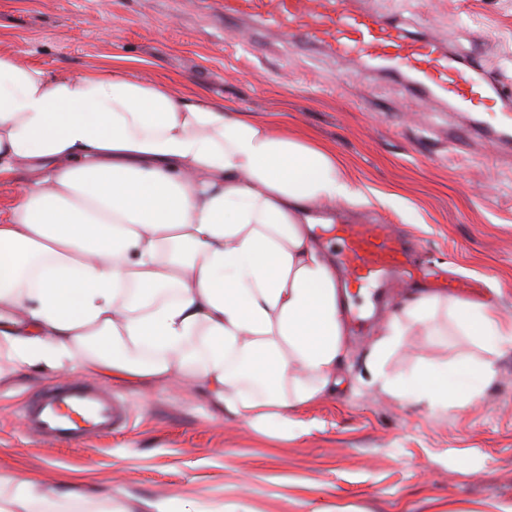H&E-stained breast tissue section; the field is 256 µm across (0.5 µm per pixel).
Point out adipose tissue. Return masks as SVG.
<instances>
[{
    "label": "adipose tissue",
    "instance_id": "obj_1",
    "mask_svg": "<svg viewBox=\"0 0 512 512\" xmlns=\"http://www.w3.org/2000/svg\"><path fill=\"white\" fill-rule=\"evenodd\" d=\"M21 171L0 215V381L39 364L124 387L189 378L215 411L285 431L334 391L342 295L309 227L360 191L329 148L116 64L52 76L0 53V177ZM441 308L487 359L383 383L433 408L472 402L512 349V318L422 296L374 357ZM89 498L0 471V512Z\"/></svg>",
    "mask_w": 512,
    "mask_h": 512
}]
</instances>
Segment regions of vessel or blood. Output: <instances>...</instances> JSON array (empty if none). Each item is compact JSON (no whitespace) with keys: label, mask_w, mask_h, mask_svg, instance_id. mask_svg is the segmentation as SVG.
<instances>
[{"label":"vessel or blood","mask_w":512,"mask_h":512,"mask_svg":"<svg viewBox=\"0 0 512 512\" xmlns=\"http://www.w3.org/2000/svg\"><path fill=\"white\" fill-rule=\"evenodd\" d=\"M225 19L260 24L283 39L325 49L339 57L389 62L414 74L416 90L478 106L490 87L487 78L459 63L433 38L411 39L386 17L357 7L354 0H220ZM323 237H335L336 262L345 283L371 285L413 280L420 269L400 235L382 224H329ZM28 431L46 443L111 436L127 412L111 391L78 379L43 389L22 406Z\"/></svg>","instance_id":"vessel-or-blood-1"}]
</instances>
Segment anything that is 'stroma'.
Masks as SVG:
<instances>
[{"label":"stroma","mask_w":512,"mask_h":512,"mask_svg":"<svg viewBox=\"0 0 512 512\" xmlns=\"http://www.w3.org/2000/svg\"><path fill=\"white\" fill-rule=\"evenodd\" d=\"M411 38L439 35L499 89L465 112L420 97L403 72L256 35L224 38L219 0H0V50L51 75L129 59L134 74L182 96L224 103L329 147L362 198L334 219L387 224L417 258L478 291L459 299L512 317V0H372ZM376 288H352L335 395L303 408L302 435L217 417L183 382L116 386L129 420L109 438L48 444L30 434L21 404L73 371L34 366L0 383V470L45 487L78 477L98 494L168 500L174 512H491L512 501V352L470 404L432 408L371 381V353L390 318ZM486 353L439 313L380 361L389 379L456 366Z\"/></svg>","instance_id":"stroma-1"}]
</instances>
